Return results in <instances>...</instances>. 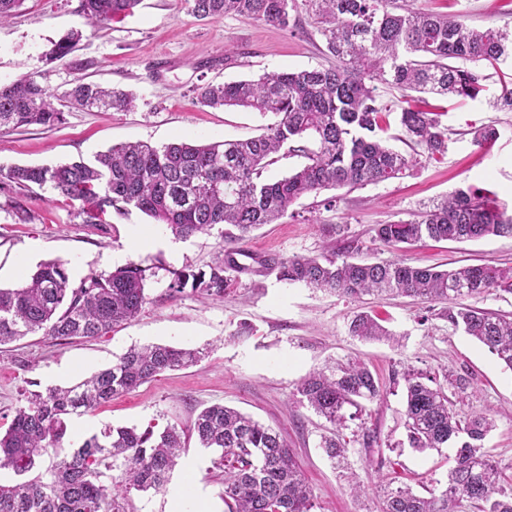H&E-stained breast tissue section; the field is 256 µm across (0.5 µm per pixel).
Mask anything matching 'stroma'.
<instances>
[{
    "label": "stroma",
    "instance_id": "stroma-1",
    "mask_svg": "<svg viewBox=\"0 0 512 512\" xmlns=\"http://www.w3.org/2000/svg\"><path fill=\"white\" fill-rule=\"evenodd\" d=\"M78 0H25L19 14L0 23V82L34 74L59 93L78 79L136 94L129 112L64 107L52 126L0 129V287L11 288L52 260L66 262L72 282L116 269L115 255L145 268L148 304L131 323L96 339L56 341L36 335L0 346V428H7L29 391L72 386L111 365L133 345L169 344L207 349L189 368L165 372L115 396L74 420L65 438L73 444L108 427L190 428L205 406L221 403L280 431L313 490L318 512H381L377 493L354 494L347 480L380 474L384 483L425 494L445 481L448 465L434 450L418 451L406 441L403 374L461 375L469 398L460 417L490 410L495 427L485 446L501 467L512 466V372L482 344L453 330L428 305L403 295L351 300L278 279L275 261L320 255L328 244L358 240L359 259L384 262L398 257L442 269L493 263L512 266V237L487 236L462 242L431 240L397 252L372 239L374 225L409 219L455 189L479 188L512 213V112L495 107L511 82L491 78L474 102L441 101L448 150L440 160L420 158L400 178L370 184L332 202L331 191L303 197L276 224H266L242 242L248 269L231 272L232 284L216 300L190 290L176 293L173 271L207 268L223 247L219 234L182 239L135 208L113 213L110 224L83 223L62 197L45 200L44 190L24 189L2 178L15 165H52L93 160L125 142L210 144L263 133L270 116L240 108L212 109L196 99L198 87L255 78L266 72L327 67L333 62L306 6L291 14L290 28L238 17L200 20L187 0H141L133 14L104 29L86 30L65 61L46 63L52 41L82 27ZM425 11L460 13L468 25L512 29V0H416ZM492 124L498 139L477 146L476 128ZM154 242L140 246L137 232ZM368 311L400 337V347L362 341L349 333L355 313ZM359 360L378 378L383 396L366 404L343 434L344 461L330 460L321 438L325 418L296 399L300 380L314 369ZM68 373L53 378L55 369ZM376 431L378 448L362 445L363 429ZM214 454L189 440L179 467L158 492L130 491L126 512H172L175 486L194 498L197 512H224L223 476Z\"/></svg>",
    "mask_w": 512,
    "mask_h": 512
}]
</instances>
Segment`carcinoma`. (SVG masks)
Wrapping results in <instances>:
<instances>
[{
	"instance_id": "obj_1",
	"label": "carcinoma",
	"mask_w": 512,
	"mask_h": 512,
	"mask_svg": "<svg viewBox=\"0 0 512 512\" xmlns=\"http://www.w3.org/2000/svg\"><path fill=\"white\" fill-rule=\"evenodd\" d=\"M141 0H78L77 13L98 29L133 12ZM319 24L336 66L274 71L257 79L197 88L198 101L210 108L238 106L274 116L255 138L207 145L172 142L153 146L130 142L97 155L96 163L71 160L55 165L14 166L5 178L18 186L49 189L77 208L82 223H110L112 211L134 207L178 237L187 239L231 226L230 241L242 243L252 231L274 224L301 197L324 190L362 187L397 178L415 157L385 144L391 106L380 99L377 84L407 97L431 93L462 101L480 99L491 74L485 67L512 55V32L468 26L460 15H441L415 7V0H304ZM297 0H190L197 19L228 15L286 28ZM82 32L72 30L53 43L46 60L72 53ZM62 98L82 109L127 111L135 96L127 91L79 80L57 96L34 75L0 83V127L53 126L63 120L55 106ZM442 113L402 108L404 136L437 160L448 148ZM304 139L316 148L299 145ZM306 162L292 173L262 178L269 158L283 147ZM374 239L401 249L428 238L441 241L512 237L507 214L478 189L459 188L429 210L407 220L376 224ZM352 240L344 251L293 257L274 263L280 280L335 293L349 299L397 293L430 306L437 316L489 349L512 371V318L463 303L491 292L512 293V267L491 263L451 270L414 266L403 260L366 262ZM220 254L209 270L173 272L170 289L224 298L226 272L241 271L234 255ZM146 269L129 263L108 274L91 272L79 284L70 281L62 261L44 263L13 288H0V345L26 336L55 340L94 339L135 320L147 304ZM351 335L392 340L394 335L368 312L349 324ZM201 349L151 344L132 346L112 365L71 387L31 391L0 434V469L17 477L0 483V512H123L120 493L163 489L186 447L175 425L156 433L124 426L108 428L62 446L67 421L160 374L198 363ZM406 383L407 440L425 450L455 449L447 482L428 489L385 487L382 512H512V475L491 459L484 440L494 427L487 410L466 419L456 413L468 380H451L409 371ZM382 387L363 363L314 370L297 386L298 401L333 426L323 448L331 458L347 452L339 435L347 406L381 399ZM192 433L200 447L217 453L224 472L227 512H314L313 491L281 434L251 416L223 404L203 408ZM118 475H113V471Z\"/></svg>"
}]
</instances>
